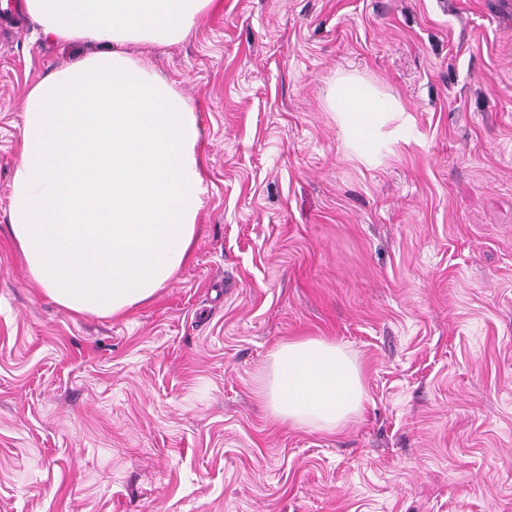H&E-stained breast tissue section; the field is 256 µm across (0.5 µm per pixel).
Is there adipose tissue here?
Here are the masks:
<instances>
[{"instance_id":"obj_1","label":"adipose tissue","mask_w":512,"mask_h":512,"mask_svg":"<svg viewBox=\"0 0 512 512\" xmlns=\"http://www.w3.org/2000/svg\"><path fill=\"white\" fill-rule=\"evenodd\" d=\"M223 0H21L44 37L91 52L34 83L10 205L30 277L77 314L120 316L150 300L187 262L206 192L196 114L135 46L189 39ZM326 106L351 159L395 155L409 115L376 80L337 71ZM271 417L337 432L361 413L362 370L346 345L281 342L257 388Z\"/></svg>"}]
</instances>
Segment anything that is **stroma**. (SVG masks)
<instances>
[{"label":"stroma","instance_id":"1","mask_svg":"<svg viewBox=\"0 0 512 512\" xmlns=\"http://www.w3.org/2000/svg\"><path fill=\"white\" fill-rule=\"evenodd\" d=\"M149 50L202 128L192 255L121 317L35 288L9 229L28 87L90 52L0 14V512H512V0H223ZM411 123L352 161L336 71ZM330 338L362 415L276 422L268 355Z\"/></svg>","mask_w":512,"mask_h":512}]
</instances>
